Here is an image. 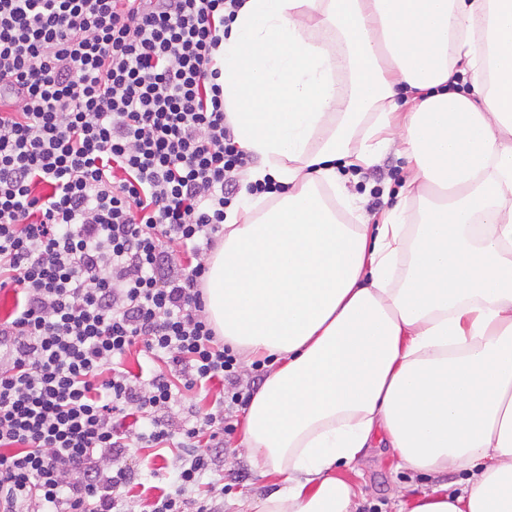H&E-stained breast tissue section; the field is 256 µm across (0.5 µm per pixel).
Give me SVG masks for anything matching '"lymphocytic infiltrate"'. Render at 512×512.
Instances as JSON below:
<instances>
[{"mask_svg": "<svg viewBox=\"0 0 512 512\" xmlns=\"http://www.w3.org/2000/svg\"><path fill=\"white\" fill-rule=\"evenodd\" d=\"M243 4L0 0V512H129L132 446L176 460L150 512H215L186 493L266 376L242 381L199 260L253 161L214 60ZM139 343L146 377L120 367ZM216 392V389L213 388L209 394L207 395L205 391H191V392H185L184 396L181 399L180 406L177 405L173 409L174 416L178 418H181V412L183 407H187L189 405H193L196 407L197 410L201 413H205L207 410H209L211 403L214 399V394Z\"/></svg>", "mask_w": 512, "mask_h": 512, "instance_id": "obj_1", "label": "lymphocytic infiltrate"}]
</instances>
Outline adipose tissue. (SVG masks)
<instances>
[{
  "instance_id": "1",
  "label": "adipose tissue",
  "mask_w": 512,
  "mask_h": 512,
  "mask_svg": "<svg viewBox=\"0 0 512 512\" xmlns=\"http://www.w3.org/2000/svg\"><path fill=\"white\" fill-rule=\"evenodd\" d=\"M217 62L251 180L285 188L228 210L206 281L225 341L278 361L243 442L281 486L250 512H356L334 470L379 433L467 475L396 512H512V0H246ZM390 147L403 202L346 223L337 162Z\"/></svg>"
}]
</instances>
